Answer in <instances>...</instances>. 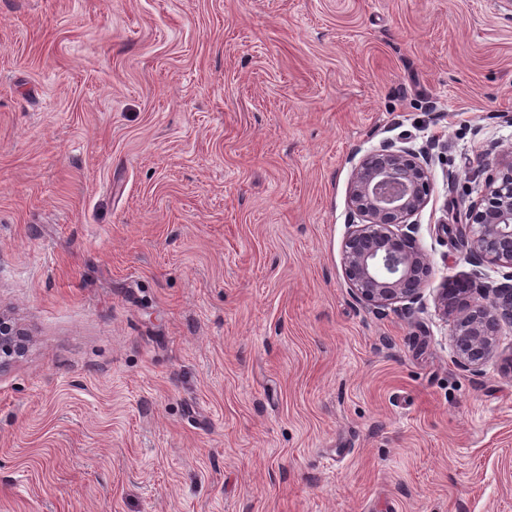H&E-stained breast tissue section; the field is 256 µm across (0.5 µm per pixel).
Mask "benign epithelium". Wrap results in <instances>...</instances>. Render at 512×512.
<instances>
[{
  "instance_id": "7a95c632",
  "label": "benign epithelium",
  "mask_w": 512,
  "mask_h": 512,
  "mask_svg": "<svg viewBox=\"0 0 512 512\" xmlns=\"http://www.w3.org/2000/svg\"><path fill=\"white\" fill-rule=\"evenodd\" d=\"M429 164L427 151L389 144L353 168V221L343 264L349 288L362 304L383 308L399 303L407 315L422 304L431 263L416 245L410 219L430 201ZM445 230L466 242L474 265L507 268L505 276L512 280V164L492 170L479 200L467 206L466 222ZM437 297L452 318L456 362L466 370H481L498 353L502 327H512V283L494 286L464 278L455 288L443 285ZM18 353V332L0 315V365Z\"/></svg>"
}]
</instances>
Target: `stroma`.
<instances>
[{
  "instance_id": "obj_1",
  "label": "stroma",
  "mask_w": 512,
  "mask_h": 512,
  "mask_svg": "<svg viewBox=\"0 0 512 512\" xmlns=\"http://www.w3.org/2000/svg\"><path fill=\"white\" fill-rule=\"evenodd\" d=\"M429 148L420 310L358 303L354 165ZM512 0H0V512H512V378L441 230L511 161ZM438 288V302L452 318L456 362L470 371H480L498 353L502 327H512V284L492 285L464 278ZM454 284V285H455ZM480 296L483 301H477ZM18 336L14 326L0 314V368L20 352Z\"/></svg>"
}]
</instances>
